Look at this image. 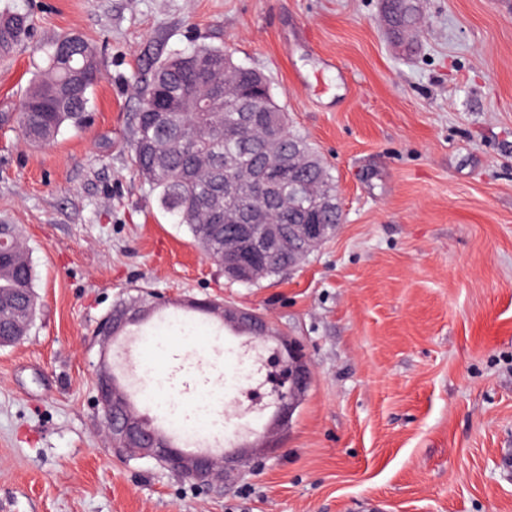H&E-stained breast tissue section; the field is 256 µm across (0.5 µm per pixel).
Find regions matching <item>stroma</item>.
Instances as JSON below:
<instances>
[{"instance_id":"1","label":"stroma","mask_w":512,"mask_h":512,"mask_svg":"<svg viewBox=\"0 0 512 512\" xmlns=\"http://www.w3.org/2000/svg\"><path fill=\"white\" fill-rule=\"evenodd\" d=\"M418 43L382 0H0L32 40L0 58V218L19 225L39 310L0 347V512H512V0H417ZM99 46L90 123L45 146L12 116L39 47ZM221 46L271 83L336 179L343 222L293 272L229 282L132 167L141 86L174 51ZM216 300L299 339L312 381L275 447L206 496L119 459L94 377L134 391L139 348L91 336L135 287ZM152 365L228 443L268 423L232 392L255 356L212 326Z\"/></svg>"}]
</instances>
